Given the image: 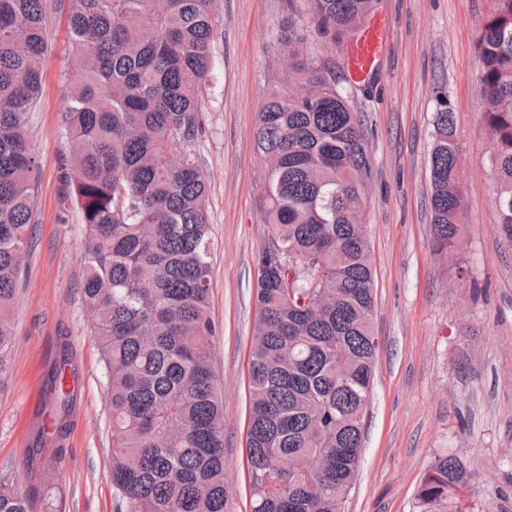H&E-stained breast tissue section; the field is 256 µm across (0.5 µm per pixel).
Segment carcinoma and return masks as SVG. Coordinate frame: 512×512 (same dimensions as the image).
<instances>
[{
  "instance_id": "1",
  "label": "carcinoma",
  "mask_w": 512,
  "mask_h": 512,
  "mask_svg": "<svg viewBox=\"0 0 512 512\" xmlns=\"http://www.w3.org/2000/svg\"><path fill=\"white\" fill-rule=\"evenodd\" d=\"M214 0H0V384L9 373L16 278L30 246L27 134L41 86L50 10L66 7L76 62L65 111L73 200L86 226L82 296L107 371L111 480L130 512H224V406L212 365L208 185L190 145L212 58ZM324 33L350 34L376 0H310ZM297 60L271 86L254 136L259 209L270 226L255 257L246 461L251 512H342L361 459L377 340L374 275L362 224L370 162L336 75ZM494 204L512 240V0H495L478 35ZM429 155L433 250L464 241V185L450 104L435 112ZM61 343L50 428L26 468L61 443L76 392ZM466 462L436 458L417 492L442 512L468 483ZM0 512H30L0 484Z\"/></svg>"
}]
</instances>
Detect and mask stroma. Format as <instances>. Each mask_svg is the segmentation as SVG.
Here are the masks:
<instances>
[{
    "label": "stroma",
    "mask_w": 512,
    "mask_h": 512,
    "mask_svg": "<svg viewBox=\"0 0 512 512\" xmlns=\"http://www.w3.org/2000/svg\"><path fill=\"white\" fill-rule=\"evenodd\" d=\"M494 0H379L384 25L373 71L348 68L351 41L319 31L308 0H215L213 69L200 101L193 146L208 183L214 258L210 313L213 364L224 400L225 512H250L245 430L248 351L253 340V256L268 227L258 200L262 167L256 115L282 73L280 37L296 21L307 63L335 71L357 116L371 172L363 222L375 273L378 338L357 481L344 512H420L418 488L435 458L470 468L455 512H512V240L497 227L491 139L482 119L478 29ZM38 104L27 132L40 165L32 247L18 277L9 376L0 385V483L44 512H126L112 490L107 378L80 276L85 227L64 201L72 143L63 125L73 45L64 10L52 12ZM455 112L464 178L466 242L455 262L431 249L428 157L440 98ZM70 343L79 387L62 449L47 445L49 479L26 471L31 418L60 339Z\"/></svg>",
    "instance_id": "1"
}]
</instances>
